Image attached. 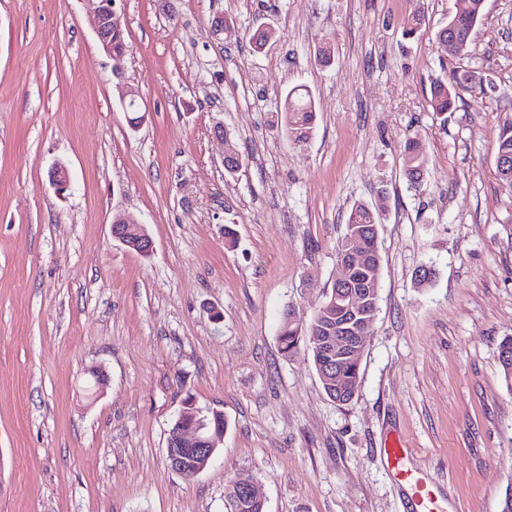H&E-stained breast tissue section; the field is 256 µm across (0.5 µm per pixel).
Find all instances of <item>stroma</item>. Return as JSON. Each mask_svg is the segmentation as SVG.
Returning a JSON list of instances; mask_svg holds the SVG:
<instances>
[{
    "mask_svg": "<svg viewBox=\"0 0 512 512\" xmlns=\"http://www.w3.org/2000/svg\"><path fill=\"white\" fill-rule=\"evenodd\" d=\"M463 6L119 0L116 60L88 0H0V512H225L239 476L265 512H414L383 460L394 437L445 512H500L512 191L493 145L512 118V0H485L461 61L483 89L440 116L430 84L452 55L436 33ZM417 12L426 23L406 36ZM263 26L257 53L248 35ZM319 45L332 65L316 62ZM120 81L140 93L138 126ZM293 86L317 106L301 145L275 117ZM218 125L245 160L236 174ZM411 140L428 156L416 190L402 171ZM360 201L383 208L379 311L359 389L340 404L279 333L288 310L311 318L330 294ZM119 218L145 225L151 255L113 238ZM189 400L227 428L187 480L167 437Z\"/></svg>",
    "mask_w": 512,
    "mask_h": 512,
    "instance_id": "1",
    "label": "stroma"
}]
</instances>
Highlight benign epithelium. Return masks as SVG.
<instances>
[{"instance_id": "benign-epithelium-1", "label": "benign epithelium", "mask_w": 512, "mask_h": 512, "mask_svg": "<svg viewBox=\"0 0 512 512\" xmlns=\"http://www.w3.org/2000/svg\"><path fill=\"white\" fill-rule=\"evenodd\" d=\"M95 4L96 35L103 50L111 54L112 34L123 31L121 15L117 10V0H92ZM133 225L125 221L113 224L112 235L127 248L140 254L153 251V241L141 228L131 232ZM376 252L364 245L351 247V251L339 256L337 260L338 276L336 277L337 290L346 291L352 298V309L349 318L336 329V338L324 343L320 336L313 337L316 343L323 344L326 349V364L324 373L332 375L341 364L346 362L354 353L365 347L364 332L359 330L360 321L372 311L371 293L367 286L358 283L350 277L349 268L355 266H371L374 264ZM224 441V433L209 432L208 416L206 412L189 404L180 412L178 427L168 431V442L182 448L193 450L198 457L211 458L218 446ZM228 496L238 501L260 499L256 485L251 479L236 478L228 489Z\"/></svg>"}]
</instances>
